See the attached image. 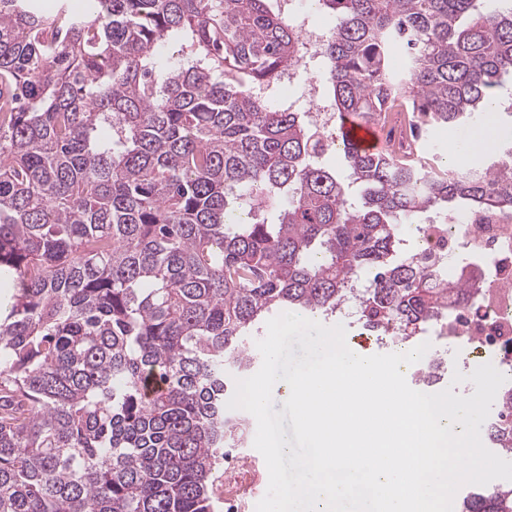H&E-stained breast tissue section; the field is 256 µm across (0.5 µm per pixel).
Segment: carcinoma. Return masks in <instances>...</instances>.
<instances>
[{
  "label": "carcinoma",
  "mask_w": 512,
  "mask_h": 512,
  "mask_svg": "<svg viewBox=\"0 0 512 512\" xmlns=\"http://www.w3.org/2000/svg\"><path fill=\"white\" fill-rule=\"evenodd\" d=\"M336 121L395 103L423 132L500 125L512 7L485 0H316ZM181 44L176 61L164 57ZM404 49L391 67L388 50ZM302 62L269 0H0V512H214L245 420L228 372L279 309L326 318L367 276L357 322L405 344L475 305L406 247L450 210L512 216V147L486 167L336 141L270 88ZM485 434L512 454V383ZM459 512H512V485Z\"/></svg>",
  "instance_id": "1"
}]
</instances>
